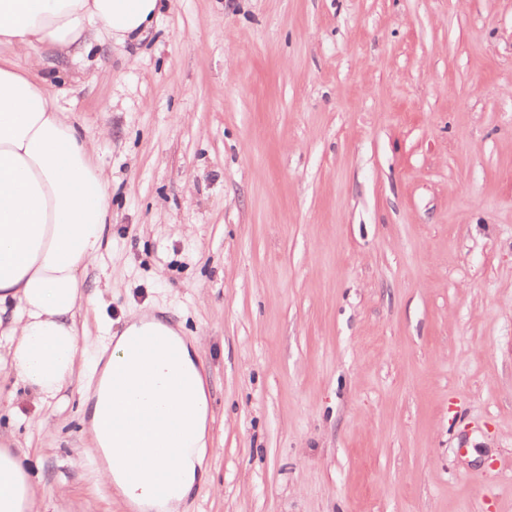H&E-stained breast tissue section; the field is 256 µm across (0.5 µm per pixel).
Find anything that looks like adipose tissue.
<instances>
[{
  "label": "adipose tissue",
  "instance_id": "ef3b65f1",
  "mask_svg": "<svg viewBox=\"0 0 512 512\" xmlns=\"http://www.w3.org/2000/svg\"><path fill=\"white\" fill-rule=\"evenodd\" d=\"M161 0H0V45L28 50L50 45L79 55L82 36L102 27L115 42L144 39ZM47 77L0 57V372L15 376L41 405L59 403L74 373L79 347L88 342L76 315L85 297L83 278L105 242L110 196L93 146L45 90ZM162 333L180 349L177 361L162 353L128 355L125 335H102L89 364L92 381L83 395L90 427L102 417L126 418L144 403L158 411L145 433L97 443L106 459L104 478L136 512H177L206 480L210 437L209 397L196 345L169 326ZM123 371L127 385L114 384ZM139 457V480L126 479L123 464ZM179 475L176 494L156 497L157 475ZM0 512H39L26 455L0 448Z\"/></svg>",
  "mask_w": 512,
  "mask_h": 512
}]
</instances>
